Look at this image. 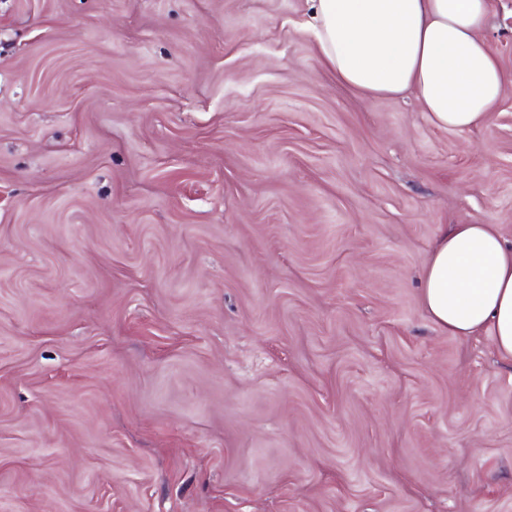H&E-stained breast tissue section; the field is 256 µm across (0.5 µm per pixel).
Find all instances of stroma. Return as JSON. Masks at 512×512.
Here are the masks:
<instances>
[{
  "label": "stroma",
  "instance_id": "obj_1",
  "mask_svg": "<svg viewBox=\"0 0 512 512\" xmlns=\"http://www.w3.org/2000/svg\"><path fill=\"white\" fill-rule=\"evenodd\" d=\"M309 12L0 0V512H512V364L420 288L512 241V0L465 132Z\"/></svg>",
  "mask_w": 512,
  "mask_h": 512
}]
</instances>
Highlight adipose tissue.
<instances>
[{
    "label": "adipose tissue",
    "instance_id": "adipose-tissue-1",
    "mask_svg": "<svg viewBox=\"0 0 512 512\" xmlns=\"http://www.w3.org/2000/svg\"><path fill=\"white\" fill-rule=\"evenodd\" d=\"M309 28L337 81L366 97L416 91L440 129L479 126L506 75L479 32L489 0H310ZM432 323L451 336L490 334L512 361V243L490 224L444 229L421 279Z\"/></svg>",
    "mask_w": 512,
    "mask_h": 512
}]
</instances>
